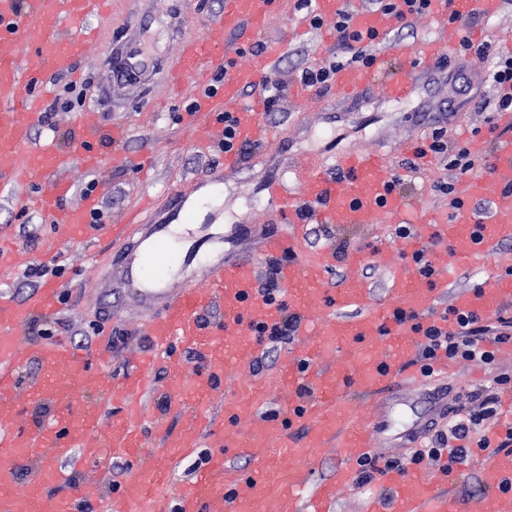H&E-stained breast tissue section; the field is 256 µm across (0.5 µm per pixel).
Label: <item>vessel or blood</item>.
<instances>
[{
	"label": "vessel or blood",
	"mask_w": 512,
	"mask_h": 512,
	"mask_svg": "<svg viewBox=\"0 0 512 512\" xmlns=\"http://www.w3.org/2000/svg\"><path fill=\"white\" fill-rule=\"evenodd\" d=\"M494 14L498 0H436L435 18L444 27L438 38L421 45H397L391 54L375 56L369 66L346 65L337 70L336 89L358 94L380 87L385 98L402 102L417 91L421 79L438 71L447 49L464 36V29L446 26L449 12L467 14L473 2ZM112 0H0V195L18 200L21 187L42 183L36 208L52 218L70 240L84 239L99 205L95 195L70 203L72 186L63 177L73 163L89 170L102 161L95 140L104 138L121 160L120 148L128 133L124 126L107 124L100 109L83 113L82 139L71 150L60 149L53 138L35 143L31 133L39 123L48 94V74L76 75L84 56L93 21L110 17ZM280 0H224V8L206 20L201 35L181 38L175 62L163 67L151 52L146 35L154 17L141 13L127 29V39L113 47L107 58L113 85L145 83L156 73L175 78L181 86H194L197 95L188 114L190 124L213 115L231 113L235 139L240 143H274L273 131L264 123L260 102L243 103L241 93L268 77L286 44L277 42L254 55L243 66L232 63V37L245 29L265 26ZM392 16L379 11L356 15L360 33L387 34ZM401 60L392 70V57ZM220 73V89L209 90L210 75ZM393 174L383 158L359 151L331 157L307 155L269 185L272 213L286 229L261 238L255 252L228 259L224 256V229L194 236L181 253L169 251L176 235L175 219L187 215L183 188L151 198L146 212L166 207L167 221L145 224L135 219L112 227V236L131 240V247L113 260V272L103 283L106 293L119 294L133 285L137 291L132 309L145 313L142 330L149 346L132 359L134 371L115 381L92 367L91 356L61 343L25 344L24 327L35 318H51L60 290L46 280L21 301L0 300V512H79L81 497L59 498L50 487L68 482L74 471L100 464L105 453L131 461L135 474L106 501L110 512H299L301 502L310 512H330L336 487L350 482V468L375 450L378 435L394 425V405L406 400L425 379L409 357L421 336L419 326L430 325L433 299L448 285L452 271L465 263L490 257L499 246L512 242V141L499 145L490 157L486 174L470 184L474 197L489 200L486 217L469 206L455 210L452 219L426 216L411 200L392 187ZM318 224H410L414 235L377 251L376 259L392 273L389 289L373 298L360 277L359 257H352L335 291L325 286L327 273L336 266L331 246L305 248L307 222ZM440 240L433 250L434 275L424 281L413 256L422 245ZM277 261L276 277L298 317L301 353L286 356L272 378L257 380L282 412L262 411L258 399L231 395L224 403L223 419L211 417L192 403L201 394L222 392L235 368L250 360L255 348L249 338L259 325L277 322V305L256 292L257 257ZM223 303L224 320L211 327L205 315L214 303ZM512 303V274L493 275L489 283L457 295L454 308L486 318ZM323 319H315V312ZM192 348L207 363L205 377H195L177 357V347ZM351 357L348 368L330 364L335 350ZM166 356L171 380L166 389L167 409L188 413L186 426L177 434L164 430V418L155 426L165 433V451L146 454L134 427L142 414L141 401L154 386L158 356ZM36 361L48 378H35L32 389L44 400L68 405L79 391L95 388L105 403L123 409L122 419L102 427L98 407L86 408L79 419L55 416L33 426L19 425L23 394L17 383L19 368ZM373 401L377 419L360 422L354 396ZM99 430L95 446L85 435ZM207 444L210 455L170 502L161 483L164 472L178 459ZM334 448L346 468L335 480L309 485L303 476L307 450ZM242 449L254 463L250 470L228 464L224 451ZM35 453L37 466L27 483L17 480L20 458ZM383 479L388 493L371 497L367 512H456L454 501L442 489L447 469L421 476L397 470ZM483 480L489 492L474 500L469 512H512V455L493 456L485 464Z\"/></svg>",
	"instance_id": "b4317fda"
}]
</instances>
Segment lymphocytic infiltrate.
Instances as JSON below:
<instances>
[{"label": "lymphocytic infiltrate", "mask_w": 512, "mask_h": 512, "mask_svg": "<svg viewBox=\"0 0 512 512\" xmlns=\"http://www.w3.org/2000/svg\"><path fill=\"white\" fill-rule=\"evenodd\" d=\"M354 14L351 10L339 12L331 22H324L318 15H311L310 24L319 28L330 24L336 34V44L330 56L320 63L305 67L300 74L303 85L324 89L331 85L336 71L348 64H368L374 59L366 47L367 42L375 41V34L361 36L353 28ZM474 52L478 58L488 57V49L474 46L469 40H462L458 55ZM492 57V56H489ZM493 63L488 79L495 90L494 95L484 98L483 109L492 112H505L512 109V55L492 57ZM430 152L438 155L447 169L453 170L457 179L476 178L488 167V160L476 156L467 147L453 146L448 142L446 127L434 128L428 144ZM445 317L454 319L456 333L444 334L436 327L426 331V343L418 353L423 373H430L432 364L440 357L464 364L492 366L496 363L495 348L512 343V316L497 315L495 321H488L473 314L457 312L446 308ZM512 384V373L499 371L490 387L469 394L462 413L448 432H436L428 447L418 449L410 459L399 457L371 456L362 461L358 470V481L370 483L375 476L390 470H404L407 464H420L447 459L449 465L463 464L471 454L467 444L470 433L477 431L482 424L495 417L499 402V387Z\"/></svg>", "instance_id": "obj_1"}]
</instances>
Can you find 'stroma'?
<instances>
[{"label": "stroma", "instance_id": "1", "mask_svg": "<svg viewBox=\"0 0 512 512\" xmlns=\"http://www.w3.org/2000/svg\"><path fill=\"white\" fill-rule=\"evenodd\" d=\"M147 8L153 10L155 17V53L173 59L176 42L171 36L167 0H125L123 4L124 11L129 13ZM297 16L295 0H283L265 30L247 32L246 50L236 56V65L248 63L251 48L284 39L288 51L275 64L271 77L291 87L298 85L302 69L326 58L327 48L320 41L319 30L314 28L302 37L289 38L288 29ZM122 23L119 17L105 20L100 41L88 49L79 63L81 81L91 84L89 99L104 93L108 75L105 59L108 50L123 39ZM485 71V63L474 55H451L438 74L423 79L418 93L406 102L387 101L377 87L352 98L337 97L334 89L327 88L317 91L314 101L307 104L284 100L279 111L268 117L278 133L277 143L255 146L239 170L225 174L224 196L202 206V225L224 223L225 254L250 248L261 234L273 229L266 190L272 178L301 155L355 150L386 154L392 172L400 176L405 191L415 196L418 206L436 217L447 218L448 200L436 195L431 185L439 179H452L453 171L445 169L439 158L432 155L426 161H415L412 151L427 141L437 124L446 126L448 138L455 144L464 145L480 138L486 149H493L496 140L481 110L483 98L490 93ZM164 93L160 85L119 91L111 112L105 115L107 122L124 125L129 131L124 154L132 158L146 156L144 175L113 161V150L104 142L98 145L105 158L101 169L91 171L76 163L63 173L77 194L87 181H96L113 220H120L143 195L156 196L179 184L197 182L210 168L224 164V154L216 146L203 152L193 146L195 139L203 137L204 129L185 126L183 116L192 93L170 100L162 111H152L153 102ZM23 224L32 225L33 238L21 236L19 227ZM393 231L390 224H350L334 228L330 239L331 244H344L347 253L365 256L372 267L367 283L376 298L385 295L391 272L376 263L374 254L393 244ZM0 242L14 246L19 254L17 266L0 270V296L19 300L31 294V286L22 277L29 265L52 261L66 265L67 272L60 283L63 291L68 292L69 301L61 305L52 319L56 339L92 352L102 335H109L112 349L107 371L116 378L129 373L131 356L146 347L147 339L137 321L121 312L119 303L104 296L96 283L109 269L116 249L106 230L95 228L82 241L63 242L54 237L51 224L40 214L7 206L0 207ZM511 264L512 242L501 245L489 261L457 268L447 288L436 296L435 311H443L457 293L488 282L498 269ZM95 323L100 326L96 333L91 330ZM486 458V452H475L457 466L448 480L447 488L460 512H465L472 498L487 492L482 482ZM103 468L110 470V480L101 479L100 470L91 469L74 475L69 484L59 487V495L87 493L93 512H103L104 499L112 493V482H125L131 475L129 464L118 458L106 460Z\"/></svg>", "mask_w": 512, "mask_h": 512}]
</instances>
